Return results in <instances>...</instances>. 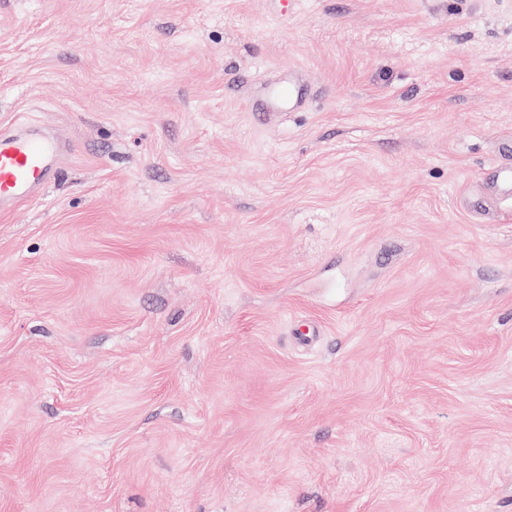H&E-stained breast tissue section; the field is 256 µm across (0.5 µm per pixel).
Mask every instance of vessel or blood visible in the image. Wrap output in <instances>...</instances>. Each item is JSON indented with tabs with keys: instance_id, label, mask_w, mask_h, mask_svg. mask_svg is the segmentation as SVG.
<instances>
[{
	"instance_id": "1",
	"label": "vessel or blood",
	"mask_w": 512,
	"mask_h": 512,
	"mask_svg": "<svg viewBox=\"0 0 512 512\" xmlns=\"http://www.w3.org/2000/svg\"><path fill=\"white\" fill-rule=\"evenodd\" d=\"M308 96L307 86L292 77L270 93L252 90L248 108L256 117L271 114L275 103L295 111ZM60 149V143L47 136L0 131V211L26 201L35 187L51 179Z\"/></svg>"
}]
</instances>
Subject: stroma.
<instances>
[{
    "label": "stroma",
    "instance_id": "35a3bbf8",
    "mask_svg": "<svg viewBox=\"0 0 512 512\" xmlns=\"http://www.w3.org/2000/svg\"><path fill=\"white\" fill-rule=\"evenodd\" d=\"M18 122L0 512H512V0H0ZM283 83L269 98L280 105H288V110H298L309 96L307 86L290 76L289 79L288 76L284 77ZM60 150L54 138L0 131V211L26 201L51 179Z\"/></svg>",
    "mask_w": 512,
    "mask_h": 512
}]
</instances>
